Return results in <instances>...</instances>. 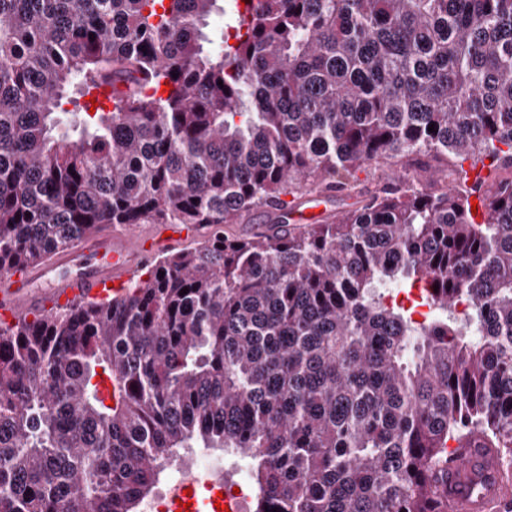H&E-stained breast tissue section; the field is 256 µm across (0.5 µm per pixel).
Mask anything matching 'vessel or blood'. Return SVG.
Returning <instances> with one entry per match:
<instances>
[{
    "label": "vessel or blood",
    "mask_w": 512,
    "mask_h": 512,
    "mask_svg": "<svg viewBox=\"0 0 512 512\" xmlns=\"http://www.w3.org/2000/svg\"><path fill=\"white\" fill-rule=\"evenodd\" d=\"M318 191L311 203L278 204L272 212L278 222L300 227L312 223L311 204L328 199ZM167 235L147 236L127 228L101 239H87L84 251L107 254L108 262L97 267L81 264L74 252L55 253L50 260L0 275V320L11 323L33 314L91 300L112 297L144 263L165 246ZM448 512H502L512 502V480L500 471L494 452L472 447L449 465L440 480Z\"/></svg>",
    "instance_id": "obj_1"
}]
</instances>
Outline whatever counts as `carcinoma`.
I'll return each mask as SVG.
<instances>
[{"label": "carcinoma", "instance_id": "carcinoma-1", "mask_svg": "<svg viewBox=\"0 0 512 512\" xmlns=\"http://www.w3.org/2000/svg\"><path fill=\"white\" fill-rule=\"evenodd\" d=\"M384 158L397 186L334 221L0 322V512H136L183 448L249 459L256 512H446L450 441L512 470V0H0V274Z\"/></svg>", "mask_w": 512, "mask_h": 512}]
</instances>
